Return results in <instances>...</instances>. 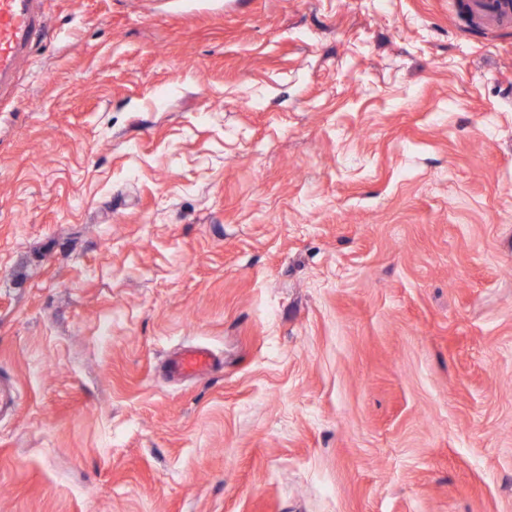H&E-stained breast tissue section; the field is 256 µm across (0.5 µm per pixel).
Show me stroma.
I'll list each match as a JSON object with an SVG mask.
<instances>
[{
  "mask_svg": "<svg viewBox=\"0 0 512 512\" xmlns=\"http://www.w3.org/2000/svg\"><path fill=\"white\" fill-rule=\"evenodd\" d=\"M43 9L0 86V512H512V24ZM214 358L206 348L185 350L171 361L170 370L179 375L193 374L208 368Z\"/></svg>",
  "mask_w": 512,
  "mask_h": 512,
  "instance_id": "35a3bbf8",
  "label": "stroma"
}]
</instances>
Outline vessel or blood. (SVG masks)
I'll return each instance as SVG.
<instances>
[{
	"instance_id": "1",
	"label": "vessel or blood",
	"mask_w": 512,
	"mask_h": 512,
	"mask_svg": "<svg viewBox=\"0 0 512 512\" xmlns=\"http://www.w3.org/2000/svg\"><path fill=\"white\" fill-rule=\"evenodd\" d=\"M40 0H0V79L13 78L17 64L31 42L47 27ZM485 0H471L470 6L483 13L491 26L512 22V0H501L498 11L484 8ZM213 356L208 349L191 348L174 358L170 370L179 375L193 374L208 368Z\"/></svg>"
}]
</instances>
